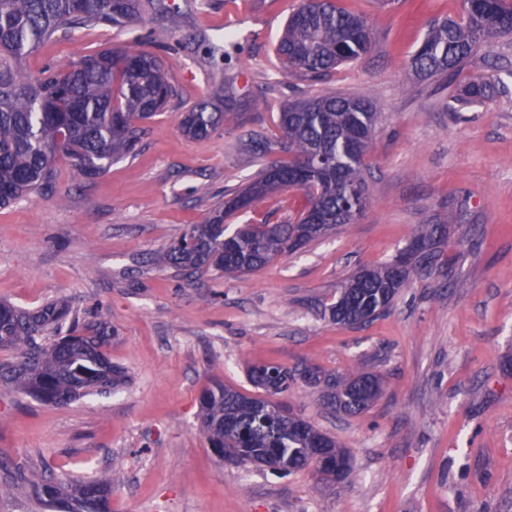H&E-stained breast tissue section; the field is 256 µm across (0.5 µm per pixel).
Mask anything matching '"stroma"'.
<instances>
[{
  "label": "stroma",
  "mask_w": 512,
  "mask_h": 512,
  "mask_svg": "<svg viewBox=\"0 0 512 512\" xmlns=\"http://www.w3.org/2000/svg\"><path fill=\"white\" fill-rule=\"evenodd\" d=\"M302 0H163L122 30H83L30 55L38 71L86 51L152 36L178 95L136 155L92 180L59 162L51 187L0 208V298L55 300L118 335L109 355L130 384L64 406L0 388V455L38 475L117 476L112 512H512V35L481 48L453 78H419L409 60L434 20L461 0H338L364 15L372 50L324 83L275 68V46ZM235 36L225 45L224 34ZM493 99L453 105L471 83ZM365 96L378 119L364 161L371 205L305 251L235 280L185 277L158 256L202 223L225 189L265 162L278 113L322 87ZM233 88L248 105L203 140L182 112ZM302 204L283 190L237 223L284 224ZM419 224H446L454 277L416 272L390 311L362 326L325 316L339 284L388 261ZM307 362L382 375L367 412L326 409L303 383L291 409L347 448L342 484L309 469L282 476L217 460L199 432L210 380L247 392L246 369Z\"/></svg>",
  "instance_id": "obj_1"
}]
</instances>
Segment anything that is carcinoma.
I'll use <instances>...</instances> for the list:
<instances>
[{
	"instance_id": "cac0c4a2",
	"label": "carcinoma",
	"mask_w": 512,
	"mask_h": 512,
	"mask_svg": "<svg viewBox=\"0 0 512 512\" xmlns=\"http://www.w3.org/2000/svg\"><path fill=\"white\" fill-rule=\"evenodd\" d=\"M156 0H0V207L31 191L50 186L57 161H69L72 176L93 179L112 162L134 154L147 123L164 110L176 90L164 60L136 37L124 46H108L80 55L59 69L33 73L24 60L50 40H66L79 30L124 28ZM512 33V0H462L460 19L436 22L411 58L421 77L459 73L482 46ZM368 21L336 5V0H303L288 18L276 46L283 70L319 77L370 51ZM491 85H471L468 103L483 100ZM369 99L343 97L326 89L314 97L285 104L278 116L282 149L288 158L264 167L204 221L191 225L161 255V261L189 276L203 271L237 279L274 261L301 252L328 233L353 223L366 209L364 156L377 119ZM239 116L233 90L224 103L199 102L183 113L181 130L205 139ZM296 189L305 206L292 224H238L228 231L224 219L248 209L267 194ZM446 224H420L410 243L378 267L362 268L339 287L328 311L336 324L360 325L384 313L411 273L440 268ZM69 315L57 301L22 310L0 300V350L16 357L0 362V386L44 404L66 405L90 395L126 387L130 376L112 363L107 348L117 331L103 321L73 322L70 332L53 339ZM260 391L250 395L214 380L199 398L201 432L213 452L240 448L235 463L256 464L263 448H279L285 470L309 467L316 448L336 449L343 463L349 451L332 436L298 415L276 419L265 428L252 410L267 405L265 396L283 394L298 380L321 393L332 408L349 416L366 411L382 394L380 374H339L314 364L293 368L268 363L247 371ZM10 483L51 504L61 498L72 512H111L115 477L62 481L35 478L0 457Z\"/></svg>"
}]
</instances>
